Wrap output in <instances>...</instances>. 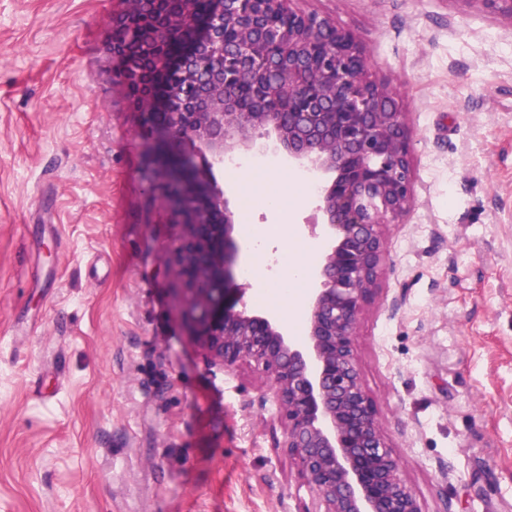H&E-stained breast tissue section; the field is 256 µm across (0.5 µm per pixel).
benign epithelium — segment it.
I'll return each instance as SVG.
<instances>
[{
	"label": "benign epithelium",
	"instance_id": "7a95c632",
	"mask_svg": "<svg viewBox=\"0 0 512 512\" xmlns=\"http://www.w3.org/2000/svg\"><path fill=\"white\" fill-rule=\"evenodd\" d=\"M512 20V0H468ZM126 0L112 19L115 79L154 137L153 178L177 217L171 258L194 336L227 368L270 380L287 420L282 447L321 512H421L389 449L355 354L377 289L384 227L414 202L406 114L370 79L356 37L288 0ZM272 137L324 175L317 209L330 240L317 261L305 336L250 310L228 283L237 247L224 187L199 154L224 161Z\"/></svg>",
	"mask_w": 512,
	"mask_h": 512
}]
</instances>
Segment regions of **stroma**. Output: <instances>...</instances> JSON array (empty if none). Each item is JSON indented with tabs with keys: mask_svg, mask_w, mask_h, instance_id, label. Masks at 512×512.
I'll list each match as a JSON object with an SVG mask.
<instances>
[{
	"mask_svg": "<svg viewBox=\"0 0 512 512\" xmlns=\"http://www.w3.org/2000/svg\"><path fill=\"white\" fill-rule=\"evenodd\" d=\"M407 117L362 384L421 512H512V21L475 0H292ZM124 0H0V512H316L267 378L191 336L152 134L111 74ZM499 38L486 39V30ZM236 223L322 252L316 200Z\"/></svg>",
	"mask_w": 512,
	"mask_h": 512,
	"instance_id": "35a3bbf8",
	"label": "stroma"
}]
</instances>
